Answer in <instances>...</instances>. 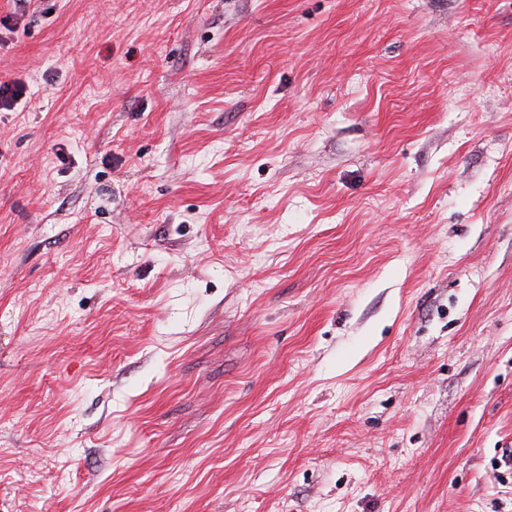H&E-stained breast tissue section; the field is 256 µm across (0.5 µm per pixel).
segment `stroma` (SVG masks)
I'll return each instance as SVG.
<instances>
[{"instance_id":"1","label":"stroma","mask_w":512,"mask_h":512,"mask_svg":"<svg viewBox=\"0 0 512 512\" xmlns=\"http://www.w3.org/2000/svg\"><path fill=\"white\" fill-rule=\"evenodd\" d=\"M0 512H512V0H0Z\"/></svg>"}]
</instances>
